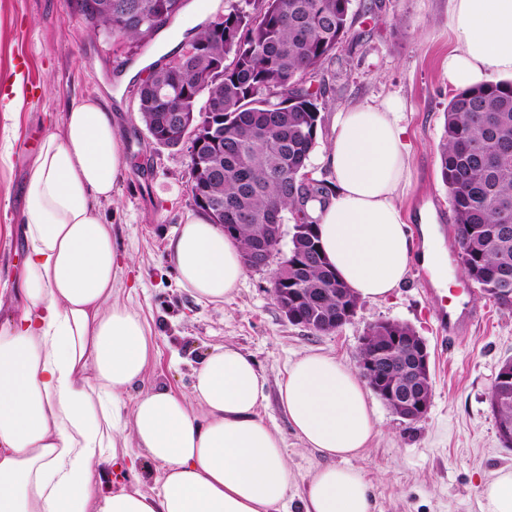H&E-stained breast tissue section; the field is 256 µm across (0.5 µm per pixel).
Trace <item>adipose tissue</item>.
Listing matches in <instances>:
<instances>
[{
	"label": "adipose tissue",
	"instance_id": "ef3b65f1",
	"mask_svg": "<svg viewBox=\"0 0 512 512\" xmlns=\"http://www.w3.org/2000/svg\"><path fill=\"white\" fill-rule=\"evenodd\" d=\"M448 28L450 86L512 75V0H451ZM402 110L388 98L335 113L320 155L333 189L307 207L324 255L363 301L390 296L412 262L445 265L436 227L423 225L416 248L401 205ZM122 163L111 110L85 98L27 166L23 256L0 279V512H279L294 475L279 430L257 416L267 379L253 359L232 343L209 349L187 397L149 382L153 339L117 293L130 258L100 211ZM167 251L197 301L224 302L245 278L240 242L204 213L185 217ZM278 398L294 434L325 460L304 512H373L348 465L378 432L365 379L308 353L289 364ZM148 463L160 471L149 491Z\"/></svg>",
	"mask_w": 512,
	"mask_h": 512
}]
</instances>
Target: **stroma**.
Segmentation results:
<instances>
[{"label":"stroma","instance_id":"obj_1","mask_svg":"<svg viewBox=\"0 0 512 512\" xmlns=\"http://www.w3.org/2000/svg\"><path fill=\"white\" fill-rule=\"evenodd\" d=\"M226 4L190 0L167 26L173 49L191 38L193 24L212 20ZM449 8V0H354L349 34L315 78L324 89L322 145L333 135L339 109L387 97L403 103L411 153L401 203L411 216V231H418L417 215L423 212L447 242L454 239L455 220L440 177L439 144L443 114L455 93L445 75L454 46ZM163 56L154 41L115 48L110 34L89 31L72 0H0V96L20 66H28L36 82L23 98L9 158L0 161V270L20 261V239L7 228L17 222L25 171L40 139L59 131L72 101L103 98L127 165L101 213L131 257L120 295L140 312L157 347L151 381L186 395L194 367L212 346L231 342L251 355L268 380L258 416L281 431L295 475L285 510L302 512L306 483L324 460L303 445L280 411L277 386L288 365L311 352L351 365L371 324L410 325L431 353V406L422 419L408 422L377 404L380 432L349 464L367 482L374 512H479L483 480L499 468H512V449L499 438L489 402L501 364L512 358V311L479 298V322L454 342L444 341L416 264L391 297L361 302L352 320L333 333L290 323L273 298L267 268L247 270L227 302H197L180 287L166 251L169 238L195 209L190 149L154 144L134 98L138 79L132 69Z\"/></svg>","mask_w":512,"mask_h":512}]
</instances>
